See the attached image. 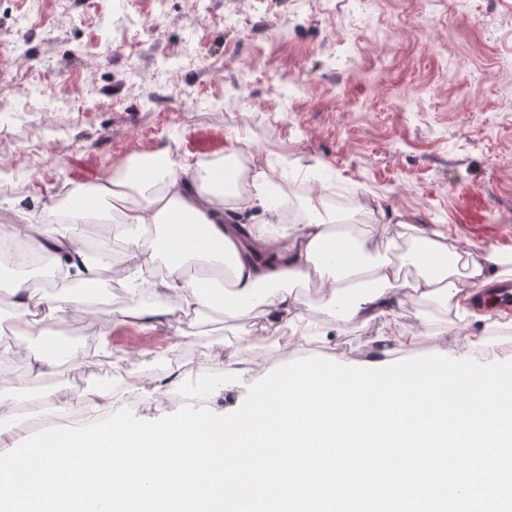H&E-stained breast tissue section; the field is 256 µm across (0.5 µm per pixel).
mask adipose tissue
<instances>
[{
	"label": "adipose tissue",
	"instance_id": "adipose-tissue-1",
	"mask_svg": "<svg viewBox=\"0 0 512 512\" xmlns=\"http://www.w3.org/2000/svg\"><path fill=\"white\" fill-rule=\"evenodd\" d=\"M258 152L240 134L229 137L223 158L208 162L191 163L158 147L149 157L130 159L123 174L103 178L94 188L70 187L64 205L18 212L17 223L0 225V246L19 238L38 245L65 260L85 292H99L106 262L89 257L67 229L106 207L131 231L132 266L166 269L149 284L152 308L123 311L121 322L167 325L176 345L192 337L193 321L209 310L228 319L260 311L270 334L291 345L308 333L311 312L298 287L311 279L342 320L363 326L383 321L386 341L398 348L425 336L435 349L446 348L444 337L429 333L427 325L411 329L401 321L399 310L410 300L453 311L448 333L455 336L487 320L482 290L505 275L512 252L494 245L457 248L445 232L428 233L408 223L396 238L356 233L353 225L337 223L322 182L309 188L303 223L280 226L271 238L262 227L252 228L254 245L246 247L230 215L268 211L270 176L263 166H254L251 192L230 191L226 184L235 171L227 162ZM254 249L267 254V262L254 261ZM8 292L15 309L9 328L18 338L42 340L71 310L66 294L39 297L22 277L11 281ZM84 356L79 347L52 358L33 353L27 372L0 380V418L15 417L21 399L53 363Z\"/></svg>",
	"mask_w": 512,
	"mask_h": 512
}]
</instances>
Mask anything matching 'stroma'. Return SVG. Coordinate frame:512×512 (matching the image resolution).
<instances>
[{"instance_id": "35a3bbf8", "label": "stroma", "mask_w": 512, "mask_h": 512, "mask_svg": "<svg viewBox=\"0 0 512 512\" xmlns=\"http://www.w3.org/2000/svg\"><path fill=\"white\" fill-rule=\"evenodd\" d=\"M164 32L153 36L151 22ZM250 136L261 162L296 189L321 164L332 194L387 210L460 246L512 251V6L507 0H0V225L12 207L60 203L131 157L168 146L223 156ZM64 290L83 317L57 334L85 345L97 318L127 308L102 290ZM248 314L207 312L173 365L138 360L169 331L113 327L112 358L56 365L41 387L82 395L124 374L202 385L214 357L257 360L262 374L306 357L365 367L388 349L381 322L326 314L289 348Z\"/></svg>"}]
</instances>
